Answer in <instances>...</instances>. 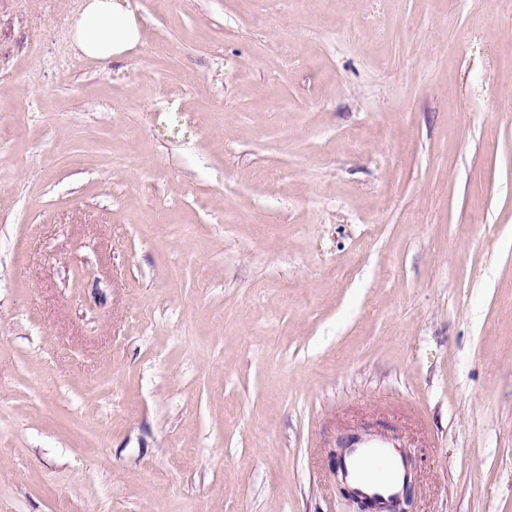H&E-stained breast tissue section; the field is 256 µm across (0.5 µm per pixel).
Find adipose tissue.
I'll list each match as a JSON object with an SVG mask.
<instances>
[{
  "instance_id": "adipose-tissue-1",
  "label": "adipose tissue",
  "mask_w": 512,
  "mask_h": 512,
  "mask_svg": "<svg viewBox=\"0 0 512 512\" xmlns=\"http://www.w3.org/2000/svg\"><path fill=\"white\" fill-rule=\"evenodd\" d=\"M141 25L122 0H83L75 37L85 57L118 60L141 39Z\"/></svg>"
}]
</instances>
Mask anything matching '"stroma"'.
<instances>
[{
    "instance_id": "35a3bbf8",
    "label": "stroma",
    "mask_w": 512,
    "mask_h": 512,
    "mask_svg": "<svg viewBox=\"0 0 512 512\" xmlns=\"http://www.w3.org/2000/svg\"><path fill=\"white\" fill-rule=\"evenodd\" d=\"M79 2L0 0V512H512L501 0ZM141 25L121 0H84L75 37L87 58L119 60L141 39ZM352 452V453H351ZM351 472L355 479H359L357 470L358 461L367 455L388 456L386 448H353L351 450ZM391 458V457H390ZM391 458L388 461L387 468H381L378 475L373 480H366V489L361 490V494L372 499L375 503V510L386 511L392 501V498L398 495L399 479L401 477L398 463ZM403 495V500L397 496L391 505L390 512H407L404 505H408L410 495ZM386 496V498L384 497Z\"/></svg>"
}]
</instances>
